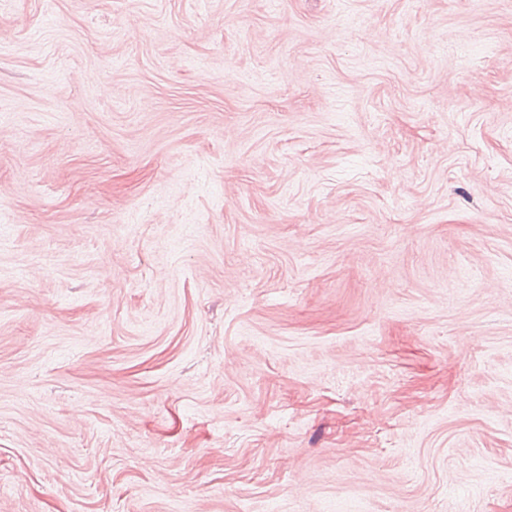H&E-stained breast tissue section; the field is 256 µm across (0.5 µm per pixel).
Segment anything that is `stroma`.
<instances>
[{
    "label": "stroma",
    "mask_w": 512,
    "mask_h": 512,
    "mask_svg": "<svg viewBox=\"0 0 512 512\" xmlns=\"http://www.w3.org/2000/svg\"><path fill=\"white\" fill-rule=\"evenodd\" d=\"M0 512H512V0H0Z\"/></svg>",
    "instance_id": "1"
}]
</instances>
